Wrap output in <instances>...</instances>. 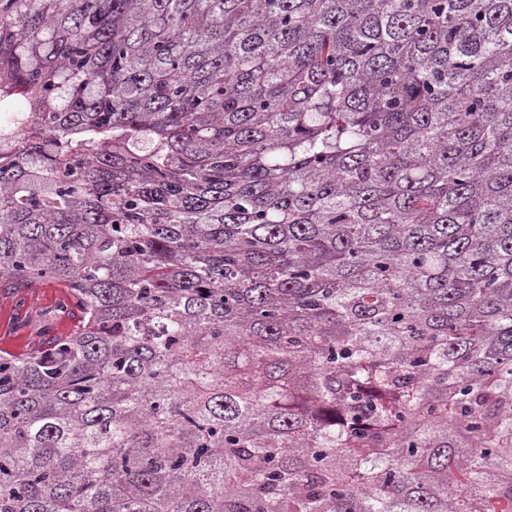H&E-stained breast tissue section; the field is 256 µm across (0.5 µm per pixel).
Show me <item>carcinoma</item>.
<instances>
[{"label":"carcinoma","instance_id":"carcinoma-1","mask_svg":"<svg viewBox=\"0 0 512 512\" xmlns=\"http://www.w3.org/2000/svg\"><path fill=\"white\" fill-rule=\"evenodd\" d=\"M0 512H512V0H0ZM13 289L0 286V342L6 344L0 355H24L48 336H67L77 325L80 312L71 306L63 285L45 281ZM64 304L69 311L62 309Z\"/></svg>","mask_w":512,"mask_h":512}]
</instances>
